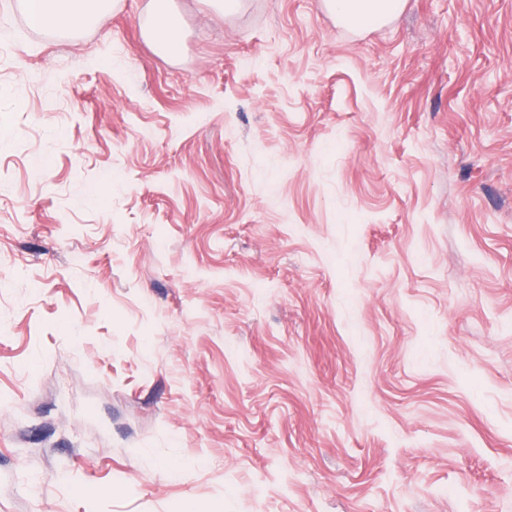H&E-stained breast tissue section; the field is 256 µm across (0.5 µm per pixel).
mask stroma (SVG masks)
Returning <instances> with one entry per match:
<instances>
[{
  "instance_id": "1",
  "label": "stroma",
  "mask_w": 512,
  "mask_h": 512,
  "mask_svg": "<svg viewBox=\"0 0 512 512\" xmlns=\"http://www.w3.org/2000/svg\"><path fill=\"white\" fill-rule=\"evenodd\" d=\"M0 0V512H512V0ZM32 21L40 26H53L77 31L101 18L111 0H26ZM166 1L151 0L152 10L157 21L147 38L161 52L167 55H176L183 39L182 20L177 12L168 7ZM406 0H327L326 7L339 18L356 26L376 25L393 20Z\"/></svg>"
}]
</instances>
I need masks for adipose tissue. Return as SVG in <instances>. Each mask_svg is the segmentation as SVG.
I'll return each mask as SVG.
<instances>
[{
  "label": "adipose tissue",
  "instance_id": "obj_1",
  "mask_svg": "<svg viewBox=\"0 0 512 512\" xmlns=\"http://www.w3.org/2000/svg\"><path fill=\"white\" fill-rule=\"evenodd\" d=\"M111 0H26L32 21L40 26H53L68 31L82 29L101 18ZM406 0H326L327 8L347 23L374 25L393 20L404 8ZM156 24L148 38L161 52L177 54L183 39L180 15L171 10L166 0H151Z\"/></svg>",
  "mask_w": 512,
  "mask_h": 512
}]
</instances>
